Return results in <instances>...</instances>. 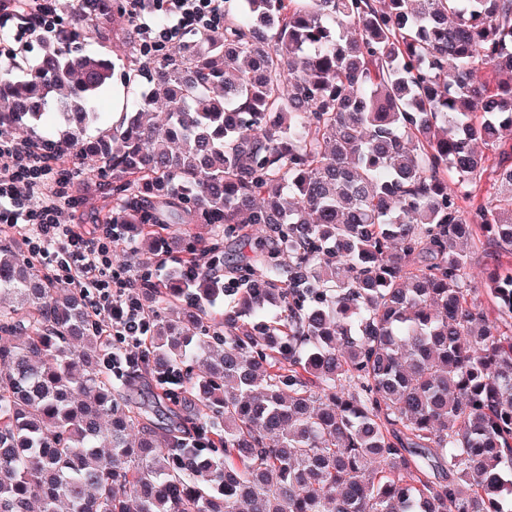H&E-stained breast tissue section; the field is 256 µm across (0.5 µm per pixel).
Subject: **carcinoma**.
<instances>
[{
	"label": "carcinoma",
	"mask_w": 512,
	"mask_h": 512,
	"mask_svg": "<svg viewBox=\"0 0 512 512\" xmlns=\"http://www.w3.org/2000/svg\"><path fill=\"white\" fill-rule=\"evenodd\" d=\"M76 2L108 35L112 0ZM122 47L153 88L117 125L111 59L47 42L0 73V132L53 122L47 152L112 174L107 223L187 255L142 297L155 385L128 400L80 291L0 243V512H504L512 269L491 320L467 267L482 236L512 251V0H224L179 53ZM259 226L266 278L225 288L224 241ZM116 69L112 82L109 87L101 94L98 103L97 110L102 113L103 123L105 126H110L112 123L115 125L119 119L120 112H124L123 106L127 100L130 103L131 95H127V85L124 80V70L122 61L116 60Z\"/></svg>",
	"instance_id": "carcinoma-1"
}]
</instances>
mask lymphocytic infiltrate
Segmentation results:
<instances>
[{"label": "lymphocytic infiltrate", "mask_w": 512, "mask_h": 512, "mask_svg": "<svg viewBox=\"0 0 512 512\" xmlns=\"http://www.w3.org/2000/svg\"><path fill=\"white\" fill-rule=\"evenodd\" d=\"M136 24L138 50L153 55L187 34L221 31L224 0H126ZM23 7L28 33H51L59 25L56 0H0V16ZM26 32V33H27ZM70 171L26 141L0 134V223L25 226L22 241L55 282L77 288L88 300L101 332L117 337L106 353L108 368L137 364L150 328L139 299L142 279L114 271L109 242L87 236L71 223Z\"/></svg>", "instance_id": "lymphocytic-infiltrate-1"}]
</instances>
